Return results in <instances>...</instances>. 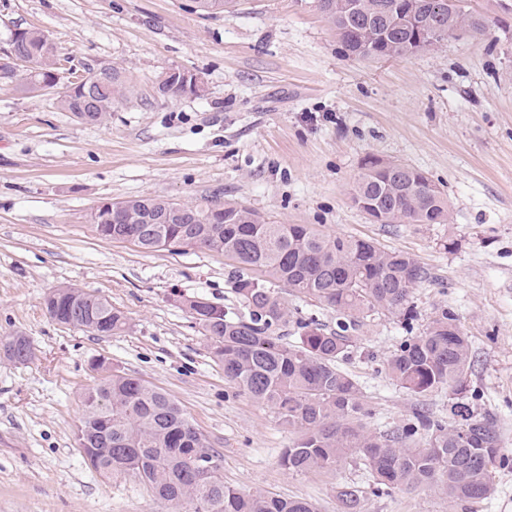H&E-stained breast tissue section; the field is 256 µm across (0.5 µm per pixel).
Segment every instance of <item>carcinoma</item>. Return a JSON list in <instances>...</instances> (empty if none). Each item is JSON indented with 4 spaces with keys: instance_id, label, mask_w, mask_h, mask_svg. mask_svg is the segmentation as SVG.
<instances>
[{
    "instance_id": "cac0c4a2",
    "label": "carcinoma",
    "mask_w": 512,
    "mask_h": 512,
    "mask_svg": "<svg viewBox=\"0 0 512 512\" xmlns=\"http://www.w3.org/2000/svg\"><path fill=\"white\" fill-rule=\"evenodd\" d=\"M193 11L217 15L235 10L238 0H193ZM347 55L392 52L405 57L433 51L462 29L485 31L484 20L466 0H316ZM27 59V89L54 86L58 62L38 29H24L14 41ZM192 76L172 70L161 82L165 94H197ZM119 74L105 68L64 91L61 109L79 121H106L112 106L126 98ZM353 204L379 224H446L447 195L424 172L369 157L351 189ZM129 227H158L175 244L224 254L239 269L232 288L249 309L246 319L229 316L203 297L188 301L189 312L212 341V355L224 367L225 381L249 398L272 408L297 433L284 449L281 465L292 472H331L349 458L362 465L377 492L427 486L448 502L488 498L493 489L489 467L500 452L492 423L451 405L454 425L415 410L403 426L371 430V413L356 380L341 366L349 332L374 312L402 317L413 329L417 318L413 290L425 271L411 255L350 236L327 234L317 224H271L257 212L232 203L211 220L208 205L151 197L123 201ZM284 286L348 317L334 329L315 318L296 321L298 340L283 341L276 330L288 325V304L277 291ZM50 318L99 336L126 326L125 316L107 299L62 286L45 299ZM7 360L25 364L34 355L25 336L0 342ZM471 368L470 342L454 312L442 308L416 336L404 339L387 362L389 376L415 396L434 390L459 395ZM82 417L75 432L94 469L105 476L128 475L159 500L189 512H317L300 497L246 494L224 483L223 456L166 393L141 380L112 374L82 394ZM340 512H362L363 491L336 486Z\"/></svg>"
}]
</instances>
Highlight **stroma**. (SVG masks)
<instances>
[{
    "instance_id": "35a3bbf8",
    "label": "stroma",
    "mask_w": 512,
    "mask_h": 512,
    "mask_svg": "<svg viewBox=\"0 0 512 512\" xmlns=\"http://www.w3.org/2000/svg\"><path fill=\"white\" fill-rule=\"evenodd\" d=\"M486 22L434 51L397 59L344 56L313 0H240L204 17L191 0H0V56L14 30H41L78 72L114 69L130 92L101 125L78 121L17 68L0 78V340L21 334L32 360L0 357V512H174L137 479L93 470L74 431L95 361L168 393L212 448L224 481L247 494L303 497L337 512V484L366 487L348 461L294 473V438L273 409L224 379L210 341L183 304L203 296L245 308L223 254L145 251L100 238L88 218L105 201L152 197L235 203L273 224H318L414 255L426 276L412 297L422 331L455 312L472 366L462 401L494 423L493 495L449 503L426 487L368 492L364 512H512V0H467ZM180 69L200 94H162ZM425 172L448 195L445 224H377L353 205L367 157ZM108 299L123 330L94 336L51 319L54 288ZM374 313L353 331L342 368L371 408L369 426L401 425L416 409L452 423L448 395L414 396L386 363L407 336Z\"/></svg>"
}]
</instances>
